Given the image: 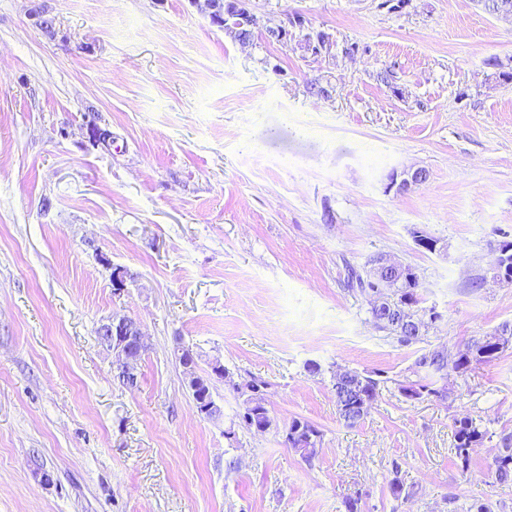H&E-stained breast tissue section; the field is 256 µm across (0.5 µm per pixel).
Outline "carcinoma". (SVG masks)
Segmentation results:
<instances>
[{"label": "carcinoma", "instance_id": "carcinoma-1", "mask_svg": "<svg viewBox=\"0 0 512 512\" xmlns=\"http://www.w3.org/2000/svg\"><path fill=\"white\" fill-rule=\"evenodd\" d=\"M256 17L245 6V0H224V27L222 30L232 39L240 42L251 40ZM348 285L356 287L367 295H372L375 283L371 280V271L361 274L349 269ZM419 278L414 270H409L408 278L383 295L385 308L374 307L368 302L373 323L381 330L395 337L403 345L422 340L426 329L435 323L440 315L434 310L417 309ZM408 305L419 321V326L406 328L394 322L393 306ZM512 340V327L505 325L493 336H487L474 342L464 352L452 354L447 349L432 348L422 353L415 361V373L423 376L415 381L398 384L399 392L409 400H418L425 396L440 398L447 394V388L438 385V381L448 379V370L458 374L465 373L474 362H490L502 352L500 342ZM345 378L334 384L336 406L340 418L348 426H354L366 417L372 407L376 392L381 383L388 382L382 373L363 374L358 371L344 370ZM233 388L244 396L241 423L248 429H257L272 423L267 408L264 381L251 380L245 385L233 384ZM455 455L461 472L470 469L471 448L485 440L497 438L499 454L492 463L495 480L500 483L512 482V432L492 431L468 417L454 419ZM284 444L306 460L311 461L319 453L321 432L311 423L298 418L292 419L282 428Z\"/></svg>", "mask_w": 512, "mask_h": 512}]
</instances>
